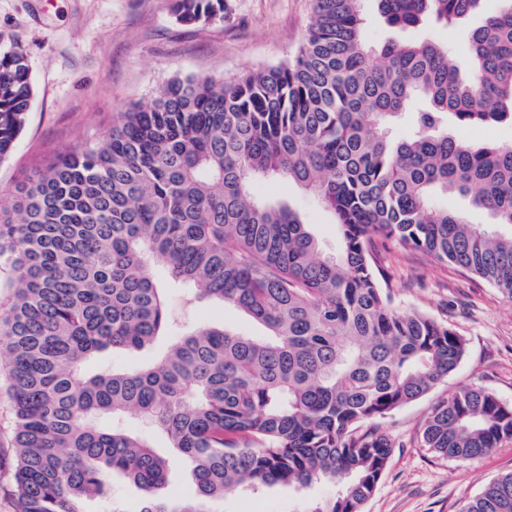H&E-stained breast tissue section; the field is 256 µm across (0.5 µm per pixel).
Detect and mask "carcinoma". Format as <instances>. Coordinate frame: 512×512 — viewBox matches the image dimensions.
I'll list each match as a JSON object with an SVG mask.
<instances>
[{
    "label": "carcinoma",
    "mask_w": 512,
    "mask_h": 512,
    "mask_svg": "<svg viewBox=\"0 0 512 512\" xmlns=\"http://www.w3.org/2000/svg\"><path fill=\"white\" fill-rule=\"evenodd\" d=\"M362 0H313L288 61L232 79L168 80L119 113L99 143L36 171L0 203V356L14 414L16 512H87L121 478L143 512H207L234 488L324 483L311 512H363L386 471L380 424L445 383L466 339L400 307L377 238L474 274L512 300V234L432 204L470 198L512 227V145L464 146L459 124L512 120V0L467 34V75L429 42L363 35ZM396 27L443 24L480 0H376ZM226 0H172L176 23L224 22ZM33 89L16 45L0 50V162L25 128ZM413 132L391 136L415 99ZM257 179L292 182L334 213L340 250L322 254L299 214L252 198ZM195 296L266 330H179L151 262ZM114 352L139 369L94 371ZM150 422L188 460L193 499L156 494L170 471L149 436L102 419ZM418 441L473 460L512 441V406L479 385L437 400ZM463 512H512V472Z\"/></svg>",
    "instance_id": "1"
}]
</instances>
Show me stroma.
Instances as JSON below:
<instances>
[{
	"label": "stroma",
	"instance_id": "stroma-1",
	"mask_svg": "<svg viewBox=\"0 0 512 512\" xmlns=\"http://www.w3.org/2000/svg\"><path fill=\"white\" fill-rule=\"evenodd\" d=\"M224 22L177 24L169 0H0V49L20 45L32 73L34 100L12 155L0 162V199L57 156L101 141L117 113L152 99L180 75L234 78L287 61L310 21L312 0H228ZM501 0L453 26L429 22L416 28L389 25L375 0H363V33L380 46L390 41H432L448 50L451 64L467 71L466 34ZM259 200H279L297 211L323 255H335L339 237L333 215L314 195L288 182L259 180ZM386 256L395 304L448 322L467 340L466 353L438 394L471 384L512 405V301L486 281L437 261L432 255L377 239ZM182 285L171 288L180 323L187 328L220 323L244 335L260 327L233 307L208 300L184 306ZM425 396L393 413L385 426L397 445L364 512H460L500 474L512 471V444L469 462L441 460L419 447L417 437L434 401ZM13 415L0 379V512H15L12 483ZM332 492L317 483L305 489L273 486L262 493L228 492L215 512H310Z\"/></svg>",
	"mask_w": 512,
	"mask_h": 512
}]
</instances>
